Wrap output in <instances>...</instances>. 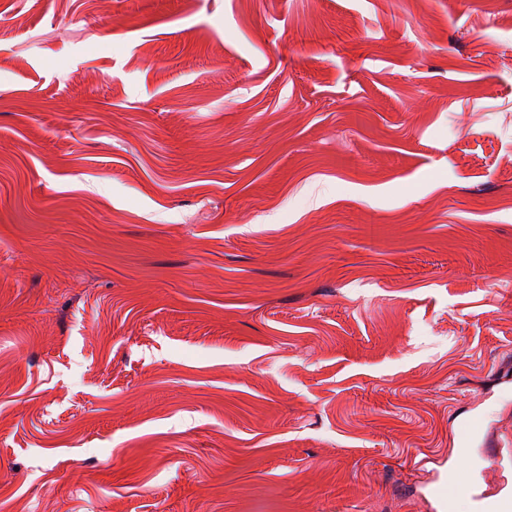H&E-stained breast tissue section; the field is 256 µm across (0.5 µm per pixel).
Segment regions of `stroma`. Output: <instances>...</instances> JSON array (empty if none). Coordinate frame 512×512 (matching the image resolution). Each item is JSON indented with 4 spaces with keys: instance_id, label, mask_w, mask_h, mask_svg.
Listing matches in <instances>:
<instances>
[{
    "instance_id": "obj_1",
    "label": "stroma",
    "mask_w": 512,
    "mask_h": 512,
    "mask_svg": "<svg viewBox=\"0 0 512 512\" xmlns=\"http://www.w3.org/2000/svg\"><path fill=\"white\" fill-rule=\"evenodd\" d=\"M450 466L512 485V0H0V512Z\"/></svg>"
}]
</instances>
